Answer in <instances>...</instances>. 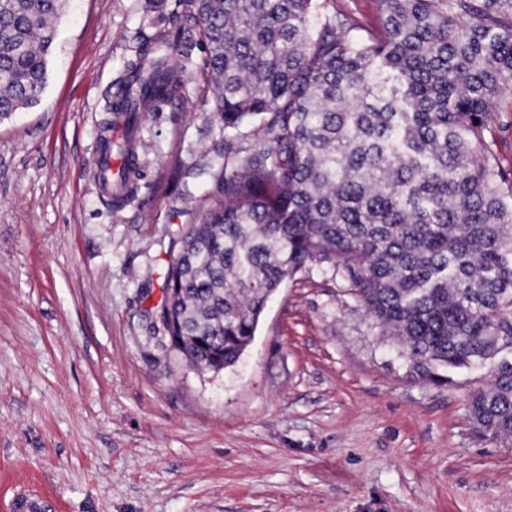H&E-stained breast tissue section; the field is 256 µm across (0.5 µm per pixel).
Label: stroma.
<instances>
[{"instance_id": "stroma-1", "label": "stroma", "mask_w": 512, "mask_h": 512, "mask_svg": "<svg viewBox=\"0 0 512 512\" xmlns=\"http://www.w3.org/2000/svg\"><path fill=\"white\" fill-rule=\"evenodd\" d=\"M175 0H67L39 105L0 120V512H512V442L469 413L487 371L432 381L343 277L310 266L223 372L152 314L193 216L176 170L224 147L199 47L181 100L143 115L122 207L94 174L113 83L173 28ZM487 132L512 177V94ZM46 499L40 493L31 491L15 495L12 501L13 512H42L45 510Z\"/></svg>"}]
</instances>
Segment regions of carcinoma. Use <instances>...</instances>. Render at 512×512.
I'll use <instances>...</instances> for the list:
<instances>
[{
	"label": "carcinoma",
	"instance_id": "obj_1",
	"mask_svg": "<svg viewBox=\"0 0 512 512\" xmlns=\"http://www.w3.org/2000/svg\"><path fill=\"white\" fill-rule=\"evenodd\" d=\"M66 0H0V120L40 100ZM366 38L334 0H178L198 31L210 107L223 122L216 189L180 231L162 287L164 330L200 370L233 366L268 299L326 263L415 372L489 365L470 397L483 433L512 438V185L493 142L512 93V0H379ZM182 30L146 49L105 122L123 136L96 172L123 204L145 112L182 98ZM263 136L236 145L250 124Z\"/></svg>",
	"mask_w": 512,
	"mask_h": 512
}]
</instances>
